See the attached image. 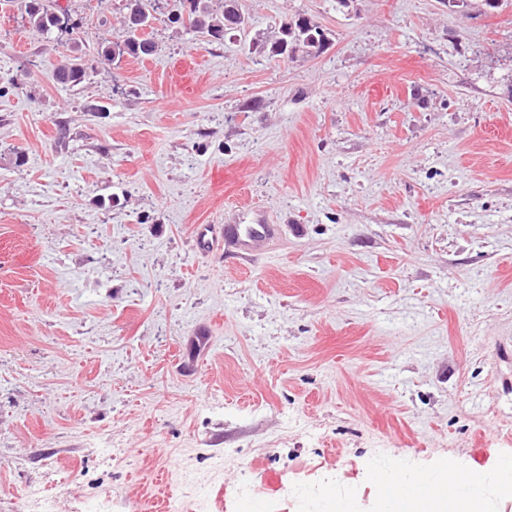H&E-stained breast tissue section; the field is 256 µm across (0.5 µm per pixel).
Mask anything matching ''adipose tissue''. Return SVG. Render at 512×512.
Returning <instances> with one entry per match:
<instances>
[{
    "mask_svg": "<svg viewBox=\"0 0 512 512\" xmlns=\"http://www.w3.org/2000/svg\"><path fill=\"white\" fill-rule=\"evenodd\" d=\"M512 480V458L493 469H473L449 489L447 497L430 502L409 500L395 512H496L506 480Z\"/></svg>",
    "mask_w": 512,
    "mask_h": 512,
    "instance_id": "obj_1",
    "label": "adipose tissue"
}]
</instances>
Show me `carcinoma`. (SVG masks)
Here are the masks:
<instances>
[{
    "instance_id": "cac0c4a2",
    "label": "carcinoma",
    "mask_w": 512,
    "mask_h": 512,
    "mask_svg": "<svg viewBox=\"0 0 512 512\" xmlns=\"http://www.w3.org/2000/svg\"><path fill=\"white\" fill-rule=\"evenodd\" d=\"M29 25L43 33H55L58 40H77L82 21L66 11H53L45 8L43 0H22ZM159 0H125V20L123 35L112 45L105 46L97 56L88 59L75 56L59 68L55 81L63 86L82 83L87 72L97 68H108L116 59L125 55L131 58L150 56L155 51V43L144 36L145 28L159 20L157 15ZM182 9L167 16V22L177 24L193 32L206 33L214 39L233 31V18L237 16L238 0H220L221 10L212 8L213 0H180ZM326 45L323 30L305 15H297L281 23L277 35L270 41L261 43L269 55L279 57L286 53L297 56H316Z\"/></svg>"
}]
</instances>
